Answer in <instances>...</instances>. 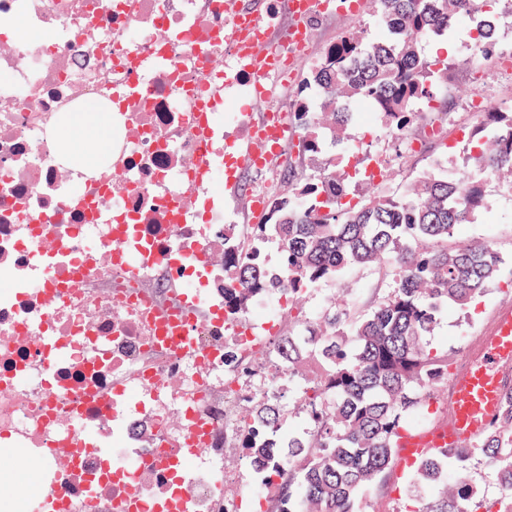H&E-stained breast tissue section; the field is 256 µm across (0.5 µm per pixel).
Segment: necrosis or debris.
<instances>
[{
	"instance_id": "necrosis-or-debris-1",
	"label": "necrosis or debris",
	"mask_w": 512,
	"mask_h": 512,
	"mask_svg": "<svg viewBox=\"0 0 512 512\" xmlns=\"http://www.w3.org/2000/svg\"><path fill=\"white\" fill-rule=\"evenodd\" d=\"M278 65L257 88L234 0H0V468L32 472L65 512H271L277 486L225 468L248 405L288 383L274 348L288 295L224 313L217 205L239 146L283 109L307 57L265 0ZM263 103L256 120L242 101ZM112 111V159L75 177L47 131ZM251 163L265 212L287 137Z\"/></svg>"
}]
</instances>
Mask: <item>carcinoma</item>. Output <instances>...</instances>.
<instances>
[{
    "instance_id": "carcinoma-1",
    "label": "carcinoma",
    "mask_w": 512,
    "mask_h": 512,
    "mask_svg": "<svg viewBox=\"0 0 512 512\" xmlns=\"http://www.w3.org/2000/svg\"><path fill=\"white\" fill-rule=\"evenodd\" d=\"M487 2L375 0L383 40L368 42L348 30L303 83L317 90L318 105L297 92L289 120L302 152L316 156L327 142L343 143L354 116L348 106L362 101L375 104L391 132L408 131L432 87L419 41L487 13ZM473 41L471 63L487 65L495 49L491 26L478 24ZM474 137L471 163L429 169L400 193L354 205L343 202L352 192L347 176L291 164L287 189L272 200L267 222L253 225L249 246L224 229L228 317L246 313L258 293L287 292L291 330L279 346L289 382L311 371L320 383L317 393H301L309 431L288 437L284 457L269 455L288 416L284 397L252 406L236 431L238 447L263 459L268 476L288 465L275 512H355L360 492L395 469L398 432L447 384L453 355L433 347L436 327L448 310H467L485 296L503 265L494 242L450 246L448 237L471 222L488 181L512 186V110L485 113ZM273 241L281 254L275 271L263 256ZM382 264L394 268L396 278L370 309L358 310L350 289L315 322L294 315L301 298L343 270ZM478 457L494 483L512 491L511 381L482 435L463 448H441L416 466L412 512H475L484 501L472 476Z\"/></svg>"
}]
</instances>
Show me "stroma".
Returning <instances> with one entry per match:
<instances>
[{"instance_id":"stroma-1","label":"stroma","mask_w":512,"mask_h":512,"mask_svg":"<svg viewBox=\"0 0 512 512\" xmlns=\"http://www.w3.org/2000/svg\"><path fill=\"white\" fill-rule=\"evenodd\" d=\"M352 28L369 39L378 35L374 0H364L361 13L355 17L326 15L317 20L312 57H320ZM440 39L433 35L421 43V54L434 70L435 80L431 95L419 102L418 119L406 136L398 138L389 134L377 118L368 127L355 120L348 127L343 145L314 159V166L333 163L345 171L351 165L372 159L385 169L386 181L395 190L406 186L422 171L436 164L450 168L462 166L475 150L476 140L472 132L481 120L480 114L466 111L465 105L469 99L480 96L484 99L485 111L511 108L512 66L494 61L483 69L472 67L469 63L473 55L470 24H462L447 34L444 39L450 44L449 50L437 53L433 47ZM450 117L454 118L456 125L465 128L463 140L452 144L444 141L422 143V130L428 122L444 121ZM412 141L420 142L419 150H408L407 145ZM486 239L493 240L505 259L502 268L504 284L490 291L470 315L449 312L433 338L439 349L456 354L473 347L496 310L504 305L512 306V290L505 287L506 281L512 279V190L494 180L485 187L484 207L471 223L458 225L454 233V240L458 243ZM393 282L394 272L389 268L348 269L338 279L322 283L307 296L302 309L307 316H321L327 299L344 288L360 289L359 305L365 308L386 295Z\"/></svg>"}]
</instances>
